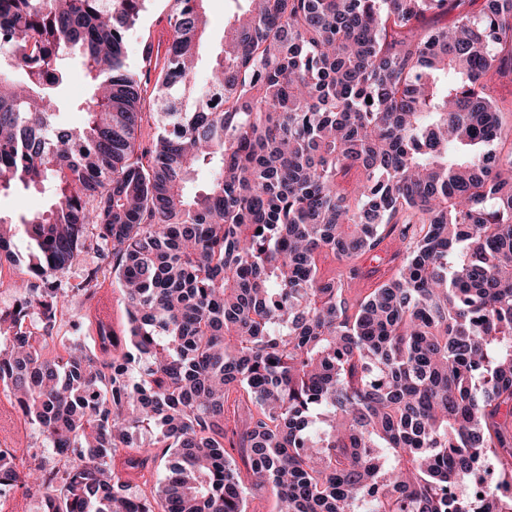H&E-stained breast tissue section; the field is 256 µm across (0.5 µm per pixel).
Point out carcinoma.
Returning a JSON list of instances; mask_svg holds the SVG:
<instances>
[{
	"mask_svg": "<svg viewBox=\"0 0 512 512\" xmlns=\"http://www.w3.org/2000/svg\"><path fill=\"white\" fill-rule=\"evenodd\" d=\"M146 2L0 0V193L52 189L26 249L0 216L28 275L0 382L42 447L79 456L29 470L42 512H249L256 490L276 512H512V0H243L204 84L207 0H174L134 78ZM394 234L395 275L352 287ZM109 274L125 333L48 355L58 302ZM488 460L503 484L457 493ZM171 0H149L147 9L128 31L127 35V64L134 73L145 71L142 62L143 48L147 44L157 46L167 41L170 30L167 23L171 13ZM90 96L89 78L78 62L72 66L69 85L67 119L72 124H79L84 120L86 103Z\"/></svg>",
	"mask_w": 512,
	"mask_h": 512,
	"instance_id": "obj_1",
	"label": "carcinoma"
}]
</instances>
